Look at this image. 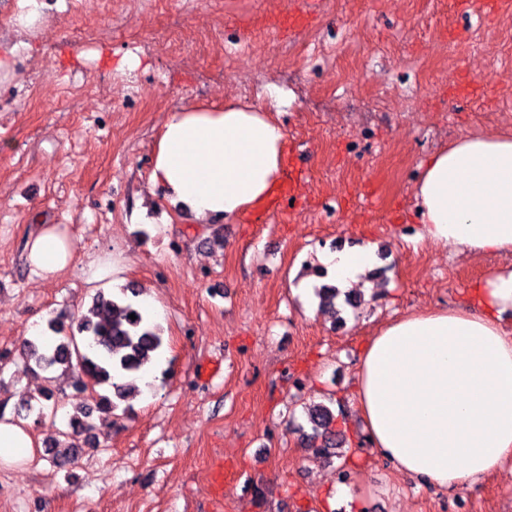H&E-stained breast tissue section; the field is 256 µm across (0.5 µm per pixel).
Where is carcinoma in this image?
Masks as SVG:
<instances>
[{
  "mask_svg": "<svg viewBox=\"0 0 512 512\" xmlns=\"http://www.w3.org/2000/svg\"><path fill=\"white\" fill-rule=\"evenodd\" d=\"M142 290L128 284L105 292L97 290L87 312L72 316L60 312L49 320L50 334L36 339H25L20 356L33 372L48 373L56 367L79 372L76 388L107 385L120 400L140 392L139 382L160 358L165 337L162 326L148 315L139 302ZM319 309H331L337 314L335 326L342 327L345 320L336 300L344 297V306L355 309L361 304L360 289L341 291L334 285L322 284L315 288ZM135 315L136 319L129 318ZM58 392L50 385L42 386L38 393L22 401L14 409L13 419L25 420L30 413L41 418L57 413ZM92 410L83 408L68 418V431L54 442L49 454L56 467L71 465L76 448L70 441L95 428ZM306 419L310 426L307 434L309 448L315 457L332 458L345 443L344 434L334 428L336 415L325 404L307 407Z\"/></svg>",
  "mask_w": 512,
  "mask_h": 512,
  "instance_id": "obj_1",
  "label": "carcinoma"
}]
</instances>
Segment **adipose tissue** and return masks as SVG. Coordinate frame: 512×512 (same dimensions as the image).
Listing matches in <instances>:
<instances>
[{
    "instance_id": "obj_1",
    "label": "adipose tissue",
    "mask_w": 512,
    "mask_h": 512,
    "mask_svg": "<svg viewBox=\"0 0 512 512\" xmlns=\"http://www.w3.org/2000/svg\"><path fill=\"white\" fill-rule=\"evenodd\" d=\"M285 131L262 109L181 106L156 143L150 182L199 223L233 219L273 191ZM413 203L421 224L409 244L453 246L473 256L512 254V133L467 132L420 164ZM59 225L42 224L26 243L33 273L49 281L74 261ZM320 262L348 290L370 271V246L324 253ZM512 269L477 283L468 304L393 318L365 346L356 404L373 452L424 486L448 490L512 460ZM39 445L29 427L0 418V460Z\"/></svg>"
}]
</instances>
